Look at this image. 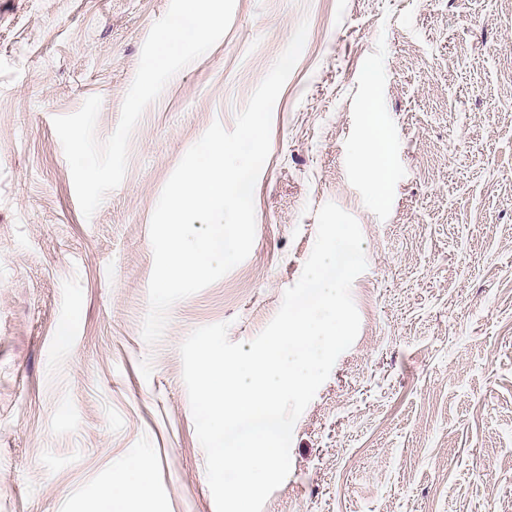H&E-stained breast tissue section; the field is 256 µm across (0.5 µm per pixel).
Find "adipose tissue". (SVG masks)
Segmentation results:
<instances>
[{"mask_svg": "<svg viewBox=\"0 0 512 512\" xmlns=\"http://www.w3.org/2000/svg\"><path fill=\"white\" fill-rule=\"evenodd\" d=\"M391 146L374 116H367L364 136L355 146L364 173L378 203L387 200ZM151 491L150 468L146 461L129 459L112 467V483L100 495L96 512H132L134 501L146 499Z\"/></svg>", "mask_w": 512, "mask_h": 512, "instance_id": "obj_1", "label": "adipose tissue"}]
</instances>
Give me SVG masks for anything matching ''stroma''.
<instances>
[{
	"label": "stroma",
	"mask_w": 512,
	"mask_h": 512,
	"mask_svg": "<svg viewBox=\"0 0 512 512\" xmlns=\"http://www.w3.org/2000/svg\"><path fill=\"white\" fill-rule=\"evenodd\" d=\"M169 4L0 0V512H94L123 458L150 467L142 512H216L179 346L222 322L255 338L330 201L363 234L360 329L263 512H512V0H235L85 218L53 119L100 96L108 138ZM303 21L252 250L147 345L160 194L212 123L233 129ZM369 108L392 149L382 207L353 153Z\"/></svg>",
	"instance_id": "35a3bbf8"
}]
</instances>
